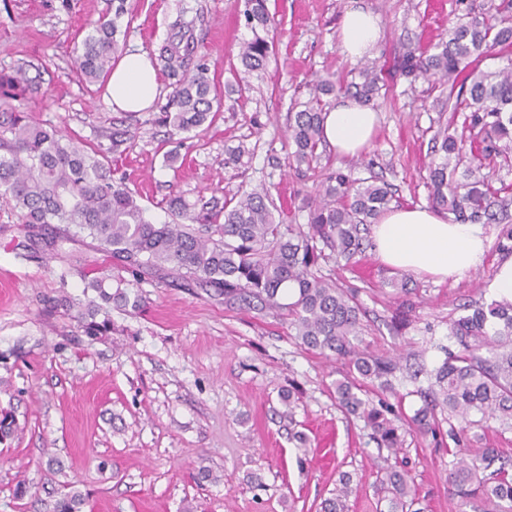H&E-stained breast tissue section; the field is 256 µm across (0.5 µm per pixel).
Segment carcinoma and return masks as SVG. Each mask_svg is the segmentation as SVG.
<instances>
[{
    "instance_id": "1",
    "label": "carcinoma",
    "mask_w": 512,
    "mask_h": 512,
    "mask_svg": "<svg viewBox=\"0 0 512 512\" xmlns=\"http://www.w3.org/2000/svg\"><path fill=\"white\" fill-rule=\"evenodd\" d=\"M122 13L119 5L115 17H100L75 45L76 75L85 84H96L112 70L119 51L115 18ZM243 18L252 38L241 45V64L246 72L262 70L273 54L275 36L268 0H244ZM174 28L175 36L160 46L152 62L172 79L174 91L160 120L177 134L213 119L219 98L209 68L198 55L193 23L178 20ZM498 47H512V0H490L488 11L467 13L448 28V37L410 48L397 61L410 81H433L440 111L451 113V122H461L458 134L448 133L446 125L434 134L432 149L439 160L431 162L427 177L432 207L461 223L492 224L497 212L512 205V184L492 185L495 166H512V59L493 71L480 68ZM26 82L21 68L0 77L5 88L0 99V196L21 211L29 239L44 241L78 273L88 265V257L71 243L88 237L134 276L169 266L183 284L210 287L230 305L281 311L301 345L347 360V375L336 381V402L346 414L365 422L378 447L399 453L402 440L393 405L369 398L364 385H389L401 365L359 348L363 324L358 292L321 272V263L329 259L348 263L365 252L369 226L392 201L387 184L375 176L326 173L308 202L304 227L276 219L277 207L267 190L213 199L193 214L181 196L174 195L165 200L166 209L191 223H156L146 217L138 195L124 180L112 176L97 151L32 120L15 105L25 94ZM384 85V67L376 65L361 68L358 80L344 86L329 74L310 82L307 100L288 119L296 167L319 158L324 97L343 90L368 103ZM461 164L464 170L458 176ZM288 282L297 285V297L281 303V287ZM87 287L100 302L91 300L76 311L86 336L112 334V318L101 303L140 308L138 290L126 287L122 279L95 278ZM449 336L456 340L458 352L448 353L431 372L433 382L410 426L432 431L436 407L448 409V419L457 421L449 437L458 443L452 449L456 462L448 473V488L459 512L472 506L478 512H512V457L497 448L467 445L474 414L512 429V301H495L459 316L450 323ZM353 493L352 477L341 475L319 512H349L347 501ZM378 504L384 512H421L414 508L415 491L406 474L392 465L380 469ZM85 505V495L70 486L60 494L55 512H83Z\"/></svg>"
}]
</instances>
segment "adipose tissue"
Segmentation results:
<instances>
[{
	"mask_svg": "<svg viewBox=\"0 0 512 512\" xmlns=\"http://www.w3.org/2000/svg\"><path fill=\"white\" fill-rule=\"evenodd\" d=\"M382 36L380 17L363 5L348 7L338 33V48L350 59L371 52ZM159 93L157 73L141 52L125 54L106 82L114 109L138 112L149 108ZM321 139L337 153L356 157L369 144L376 112L353 97H340L324 113ZM378 259L386 266L445 281L459 279L481 264L488 234L483 225L448 220L437 209L399 207L385 212L372 226Z\"/></svg>",
	"mask_w": 512,
	"mask_h": 512,
	"instance_id": "1",
	"label": "adipose tissue"
}]
</instances>
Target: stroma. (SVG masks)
Listing matches in <instances>:
<instances>
[{
  "label": "stroma",
  "mask_w": 512,
  "mask_h": 512,
  "mask_svg": "<svg viewBox=\"0 0 512 512\" xmlns=\"http://www.w3.org/2000/svg\"><path fill=\"white\" fill-rule=\"evenodd\" d=\"M489 0H364L383 22L372 57L388 72V91L374 103L376 136L360 156L340 158L324 149L321 166L353 170L390 184L393 207L425 205L431 139L438 126L435 91L428 81L393 74L407 45L437 41L468 10ZM351 0H269L279 23L265 71L244 74L238 56L251 33L239 21L243 0H0V73L24 68V105L36 120L60 128L100 151L103 162L142 197L150 219L171 215L160 203L177 194L190 203L268 189L288 224L307 221V197L316 171L289 165L288 118L306 100L314 75L350 79L356 64L341 55L337 28ZM117 15L122 51L153 53L177 19L193 22L199 50L217 89L221 109L211 124L169 135L158 121L173 88L161 79L158 98L143 112L112 110L99 86L82 85L72 71L71 46L102 15ZM129 139L113 147L112 134ZM239 164L228 158L238 147ZM14 210L0 199V408L11 409L18 431L0 442V512H53L66 485L87 495L85 512H317L340 473L358 486L350 512H375L377 470L383 455L364 422L337 405L334 385L347 365L306 349L285 316L230 307L205 286H185L164 273L137 279L143 309L111 307L114 330L93 340L71 312L53 309L66 296L95 299L86 278L130 272L91 243H81L91 264L85 275L65 274L46 247L30 246ZM512 210L487 225L490 244L482 264L444 282L383 266L373 250L349 265L323 272L359 291L367 312L362 335L368 351L418 359L426 369L457 351L449 322L462 306L488 304L496 265L506 255L496 243ZM406 280L408 292L390 279ZM413 310L395 329L402 301ZM299 387L292 417L282 416L280 394ZM393 388L368 384L411 416L417 388L396 375ZM310 452L300 456L297 435ZM398 455L422 512H457L448 494L453 458L448 417L435 433L402 429ZM210 477L199 480V468ZM28 492L16 497L17 482Z\"/></svg>",
  "instance_id": "obj_1"
}]
</instances>
